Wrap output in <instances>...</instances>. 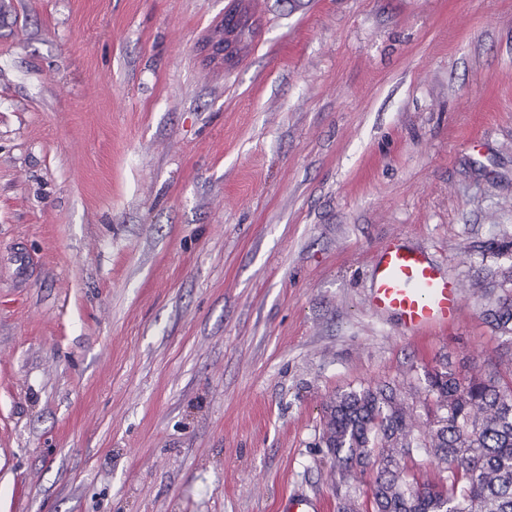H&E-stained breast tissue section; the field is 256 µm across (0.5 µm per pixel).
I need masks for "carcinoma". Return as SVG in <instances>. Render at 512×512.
Segmentation results:
<instances>
[{"mask_svg":"<svg viewBox=\"0 0 512 512\" xmlns=\"http://www.w3.org/2000/svg\"><path fill=\"white\" fill-rule=\"evenodd\" d=\"M490 315L512 342V297ZM421 419L388 385L351 389L325 407L322 442L348 481L368 467L372 512H512V366L427 373Z\"/></svg>","mask_w":512,"mask_h":512,"instance_id":"obj_1","label":"carcinoma"}]
</instances>
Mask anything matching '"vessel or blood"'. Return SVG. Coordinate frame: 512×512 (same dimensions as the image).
<instances>
[{
  "instance_id": "obj_1",
  "label": "vessel or blood",
  "mask_w": 512,
  "mask_h": 512,
  "mask_svg": "<svg viewBox=\"0 0 512 512\" xmlns=\"http://www.w3.org/2000/svg\"><path fill=\"white\" fill-rule=\"evenodd\" d=\"M370 304L376 312L395 315L406 334L423 337L457 323L461 291L423 252L396 241L376 257ZM324 510V503L297 493L283 495L276 505V512Z\"/></svg>"
}]
</instances>
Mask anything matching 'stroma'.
Here are the masks:
<instances>
[{
	"instance_id": "obj_1",
	"label": "stroma",
	"mask_w": 512,
	"mask_h": 512,
	"mask_svg": "<svg viewBox=\"0 0 512 512\" xmlns=\"http://www.w3.org/2000/svg\"><path fill=\"white\" fill-rule=\"evenodd\" d=\"M510 271L512 0H0V512H338L326 402L497 359ZM370 304L395 315L406 334L423 337L457 323L461 291L423 252L396 241L376 257ZM492 322L502 336L512 343V297L500 296L490 310ZM324 510V503L297 493L283 495L276 505L277 512H324Z\"/></svg>"
}]
</instances>
